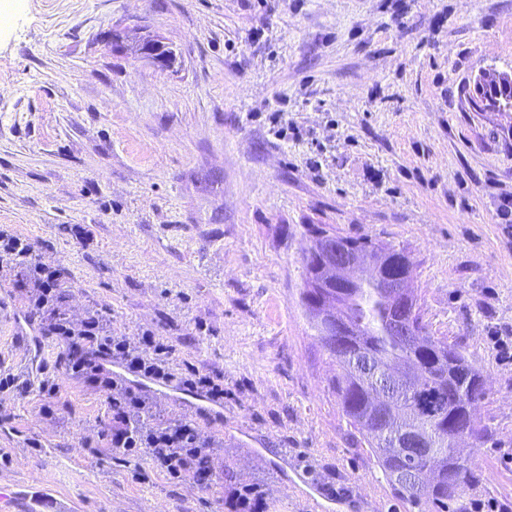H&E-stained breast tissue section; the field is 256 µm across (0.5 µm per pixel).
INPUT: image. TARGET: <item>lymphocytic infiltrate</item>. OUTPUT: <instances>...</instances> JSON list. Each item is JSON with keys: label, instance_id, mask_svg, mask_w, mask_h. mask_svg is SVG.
Here are the masks:
<instances>
[{"label": "lymphocytic infiltrate", "instance_id": "1", "mask_svg": "<svg viewBox=\"0 0 512 512\" xmlns=\"http://www.w3.org/2000/svg\"><path fill=\"white\" fill-rule=\"evenodd\" d=\"M33 252L28 239L0 228V263L29 266L28 317L37 323L40 336L68 351L67 375L86 376L110 404L108 442L112 454L147 458L173 483H202L213 463L210 437L191 419L157 418L150 399L116 381L108 365L121 363L131 373L174 382L186 392H203L218 402L224 399L223 377L204 374L190 366L184 372H176L171 363L173 345L153 331H143L133 342L112 332L97 311L71 319L61 309L60 270L34 259Z\"/></svg>", "mask_w": 512, "mask_h": 512}]
</instances>
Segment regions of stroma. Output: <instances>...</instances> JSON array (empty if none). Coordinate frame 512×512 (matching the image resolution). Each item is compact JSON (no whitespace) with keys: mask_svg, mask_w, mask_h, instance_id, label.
Listing matches in <instances>:
<instances>
[{"mask_svg":"<svg viewBox=\"0 0 512 512\" xmlns=\"http://www.w3.org/2000/svg\"><path fill=\"white\" fill-rule=\"evenodd\" d=\"M0 226L63 272L71 316L224 378L205 486L104 453L105 395L0 393V512H225L238 483L268 512H415L333 389L300 304L308 225L404 250L431 336L484 381L466 500H512V110L462 88L512 74V0H0ZM157 40L166 66L131 55ZM25 265L0 271V368L66 354L21 333ZM52 403V415L42 407ZM38 441L33 452L29 441Z\"/></svg>","mask_w":512,"mask_h":512,"instance_id":"obj_1","label":"stroma"}]
</instances>
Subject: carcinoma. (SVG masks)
<instances>
[{
    "instance_id": "1",
    "label": "carcinoma",
    "mask_w": 512,
    "mask_h": 512,
    "mask_svg": "<svg viewBox=\"0 0 512 512\" xmlns=\"http://www.w3.org/2000/svg\"><path fill=\"white\" fill-rule=\"evenodd\" d=\"M323 234L320 228L312 229V244L302 256L306 278L302 302L312 328L336 361L339 373L335 388L341 406L353 426L366 434L378 466L400 498L420 510L448 512L469 489L473 477L457 447L448 441L449 434L461 432L477 445L484 443L485 429L470 419L471 408L485 396L482 375L446 339L425 333L409 348L405 337L392 331L391 324L401 318L426 330L417 299L410 298L408 314L403 318L387 291L403 251L368 240L344 239L360 250L388 253V263L378 273L368 271L345 285L325 277L312 254ZM353 360L386 387L392 384L389 371L394 365L419 366L422 383L412 395L400 392L392 399L397 410L412 415V422L428 427L435 437L433 479L425 488H416V479L425 466L423 458L414 452L389 449L383 434L384 413L372 403L366 380L351 366Z\"/></svg>"
}]
</instances>
